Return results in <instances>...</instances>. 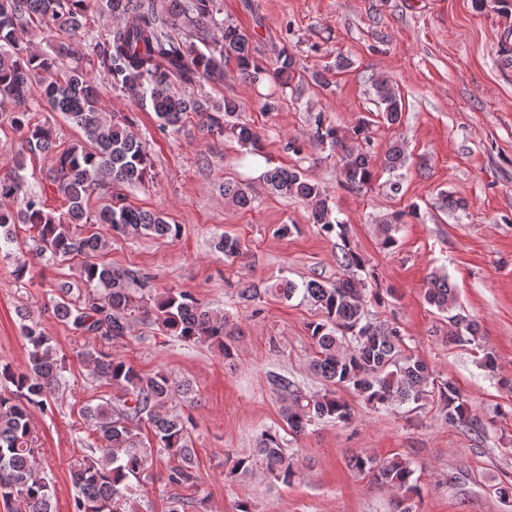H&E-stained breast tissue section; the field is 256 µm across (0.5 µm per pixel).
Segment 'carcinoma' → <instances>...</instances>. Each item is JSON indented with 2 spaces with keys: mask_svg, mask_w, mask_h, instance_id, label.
I'll use <instances>...</instances> for the list:
<instances>
[{
  "mask_svg": "<svg viewBox=\"0 0 512 512\" xmlns=\"http://www.w3.org/2000/svg\"><path fill=\"white\" fill-rule=\"evenodd\" d=\"M99 0H0V98L15 104L11 126L23 134L22 152L12 167L0 173V250L15 239V228L24 224L32 232L33 250L46 262L80 261L79 278L85 292L72 296L73 286L59 283L53 314L71 325L82 336H93L106 343L128 337L136 322H147L166 336L185 343H205L217 347L224 357L233 355L232 331L224 315L210 310L193 294L170 290L162 296L145 293L150 277L136 270H120L97 260L114 236L133 235L175 239L181 225L169 223L160 212L136 209L124 203L121 189L141 181L148 169L146 145L131 130L127 116H109L101 106L99 82L81 66L60 67L65 47L57 55L34 51L27 37L36 29L58 30L71 37L86 32L87 15ZM106 10L121 23L109 38L97 45V67L116 89L129 90L150 103L160 128L178 125L190 112L206 117L210 132L224 134V117L240 109L233 99L224 100V116L209 112L201 99L175 91L173 81L193 86L205 79L224 81V65L232 61L239 73L249 79L265 73L286 83L295 75L294 57L278 53L273 68L261 67L251 51V35L232 23H217L214 0H170L169 10H180L195 19L194 29L184 39L163 31L164 17L157 0H106ZM217 24L220 36L208 40V24ZM201 42L205 49L197 47ZM51 108L64 114L81 131L68 148L59 151L55 131L47 123L32 121L28 102L33 84ZM375 91L387 122L395 124L403 104L392 82L379 79ZM230 132L243 148H257L260 137L248 124H233ZM313 137L341 151L342 177L352 189H363L373 181L371 157L347 145L338 129L314 120ZM43 155L51 167L44 181L29 184L23 171L27 155ZM272 189L284 198L307 203L313 223L336 234L342 241L339 265L346 274L326 283L308 280L300 284L280 279L261 290L242 289L246 301L269 292L290 300L296 295L314 304L322 318L310 323L313 344L309 367L327 390L311 396L283 375H275L272 385L283 395L282 420L289 433L301 435L319 422L346 424L354 408L337 395L338 386L378 408L393 403L417 404L436 399L442 417L452 426L479 432L481 419L472 413L467 400L448 380L435 383L426 363L406 355L404 337L396 327L373 321L366 309L367 299L382 302L380 292L370 291L357 271L363 267L360 256L349 247L346 225L332 216L324 187L301 171L277 168L267 175ZM96 189L106 191L105 202L91 211L89 201ZM54 192L65 201V211L48 207ZM224 195L238 205L251 204L248 189L224 184ZM402 214L394 213L380 227L382 244L396 246L395 233ZM218 247L227 257L242 253L239 238L224 234ZM426 302L449 315L456 331L452 341L461 345L478 341V325L456 309V288L444 273L428 280ZM28 342L26 371L0 369V497L16 503V512H52V491L36 473L32 447L30 412L51 411L62 363L54 357L52 338L37 325H23ZM79 356L91 367L93 376L112 386L116 396L83 409L92 432L102 445L90 448L72 470L77 489L73 512H130L134 485L151 478L154 463L167 461V485L188 491L200 481L191 439V420L168 410L178 398L190 393L189 385L164 371L143 374L119 356L102 350L83 351ZM349 467L380 487H391L407 499L418 493L414 469L403 458L382 462L357 455ZM276 482L290 484L297 474L293 456L283 447L274 428L260 435L256 454L231 460L230 473L250 476L256 469Z\"/></svg>",
  "mask_w": 512,
  "mask_h": 512,
  "instance_id": "1",
  "label": "carcinoma"
}]
</instances>
